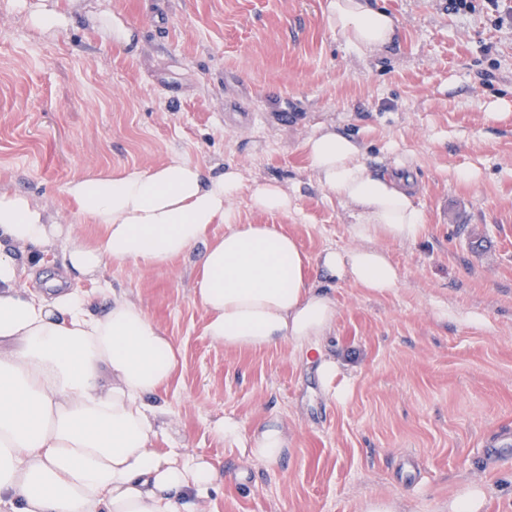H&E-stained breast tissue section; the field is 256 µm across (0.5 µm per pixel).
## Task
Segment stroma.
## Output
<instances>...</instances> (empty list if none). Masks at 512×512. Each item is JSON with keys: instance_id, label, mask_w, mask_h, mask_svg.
I'll return each instance as SVG.
<instances>
[{"instance_id": "35a3bbf8", "label": "stroma", "mask_w": 512, "mask_h": 512, "mask_svg": "<svg viewBox=\"0 0 512 512\" xmlns=\"http://www.w3.org/2000/svg\"><path fill=\"white\" fill-rule=\"evenodd\" d=\"M323 2L78 0L68 30L47 38L0 0V191L26 194L90 240L99 228L70 204L71 179L175 158L232 164L245 183L278 181L294 202L261 213L240 193V223L279 225L314 259L351 247V219L308 170L303 142L333 126L376 169L406 166L427 223L416 242L384 245L398 288H331L345 403L289 345H213L197 256L157 268L112 261L103 276L181 350L157 446L223 472L208 512H360L373 497L437 512L469 483L483 487L484 512H512V468L480 453L512 430V24L494 26L481 5L377 0L400 38L361 58L328 29ZM105 7L133 21L131 45L99 32ZM224 417L247 436L281 420L285 458L269 467L216 439ZM410 454L414 473L402 466Z\"/></svg>"}]
</instances>
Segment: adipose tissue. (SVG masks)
I'll list each match as a JSON object with an SVG mask.
<instances>
[{
  "instance_id": "adipose-tissue-1",
  "label": "adipose tissue",
  "mask_w": 512,
  "mask_h": 512,
  "mask_svg": "<svg viewBox=\"0 0 512 512\" xmlns=\"http://www.w3.org/2000/svg\"><path fill=\"white\" fill-rule=\"evenodd\" d=\"M19 6L45 37L71 22L57 0ZM323 16L360 57L391 45L399 30L374 0H325ZM303 150L309 170L348 207L355 242L314 260L277 225L239 223L232 200L240 192L263 213H288L293 201L277 182L245 185L231 165L214 175L175 158L71 180L65 194L86 223L101 227L92 243L65 238L26 195L0 191V512H204L203 498L221 479L203 457L156 449L170 415L160 395L175 377L179 351L140 305L112 296L102 278L109 261L150 268L198 254L194 292L212 343L238 351L290 344L314 357L337 402L347 400L350 382L325 346L336 300L320 281L394 291L398 267L377 243L416 241L426 218L407 180L373 169L355 139L325 128ZM216 224L225 227L218 238ZM60 243L67 274L88 278L108 300L104 311L58 279L47 292L23 289L18 250ZM212 432L269 466L288 451V433L276 421L249 439L230 418Z\"/></svg>"
}]
</instances>
